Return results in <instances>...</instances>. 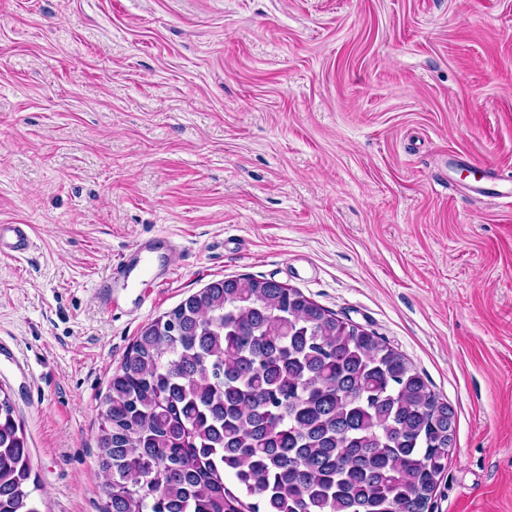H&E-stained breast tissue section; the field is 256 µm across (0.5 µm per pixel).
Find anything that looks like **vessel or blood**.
Returning a JSON list of instances; mask_svg holds the SVG:
<instances>
[{
    "mask_svg": "<svg viewBox=\"0 0 512 512\" xmlns=\"http://www.w3.org/2000/svg\"><path fill=\"white\" fill-rule=\"evenodd\" d=\"M30 245V231L25 224H0V255L24 253ZM155 248L148 241L138 242L131 258L111 266L108 275L98 287L102 305L113 309L120 307L119 289L136 281L140 300H147L158 283L159 274L153 264Z\"/></svg>",
    "mask_w": 512,
    "mask_h": 512,
    "instance_id": "1",
    "label": "vessel or blood"
}]
</instances>
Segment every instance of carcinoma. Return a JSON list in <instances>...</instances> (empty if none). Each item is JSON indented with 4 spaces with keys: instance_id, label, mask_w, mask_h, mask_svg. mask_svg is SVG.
<instances>
[{
    "instance_id": "obj_1",
    "label": "carcinoma",
    "mask_w": 512,
    "mask_h": 512,
    "mask_svg": "<svg viewBox=\"0 0 512 512\" xmlns=\"http://www.w3.org/2000/svg\"><path fill=\"white\" fill-rule=\"evenodd\" d=\"M101 406L106 512H426L456 431L403 354L253 277L144 327ZM30 477L0 387V512H39Z\"/></svg>"
}]
</instances>
